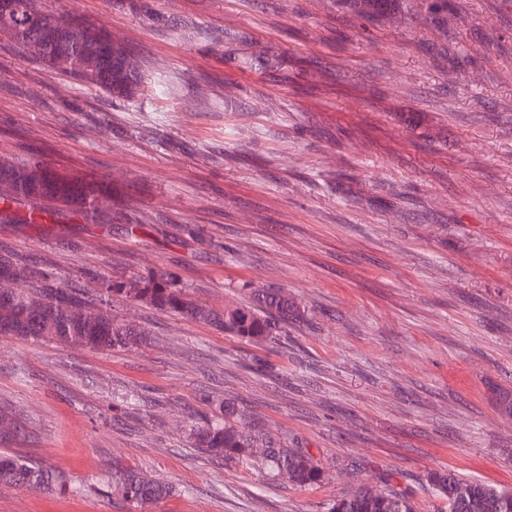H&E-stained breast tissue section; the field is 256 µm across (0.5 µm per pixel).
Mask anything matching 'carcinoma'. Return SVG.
Segmentation results:
<instances>
[{"mask_svg":"<svg viewBox=\"0 0 512 512\" xmlns=\"http://www.w3.org/2000/svg\"><path fill=\"white\" fill-rule=\"evenodd\" d=\"M355 12L370 16L393 10L396 0H348ZM0 15L26 52L56 67L64 57L70 71L103 91L132 97L139 88L138 56L100 29L83 24L68 26V19L45 13L39 0H10ZM0 183L12 186V195L0 196V224H45L54 217L51 205L60 203L79 210L87 220L96 218L107 190L67 180L53 172L39 156L25 161L0 158ZM30 277L25 287L0 290V336L19 339H57L94 350L131 351L151 341L146 329L126 324L114 316L109 301L119 297L142 307L178 315L214 326L252 343H266L288 331V324L304 319L300 305L279 290L254 288L252 303L214 312L197 304L185 287L165 270L112 279L92 274L96 288L89 290L57 282L32 256L10 247L0 248V278L17 267ZM19 420L0 409V444L21 435ZM195 447L226 461L243 462L252 449L264 448L269 472L286 470L300 486L317 484L323 471L309 453L285 448L244 411L224 410L194 430ZM427 482L441 502L438 512H512V490L477 480L455 477L444 471L427 475ZM65 485L63 476L32 463L22 455L0 457V486L51 491ZM171 492L163 483L144 478L137 470L116 461L112 465V495L128 505L159 501ZM328 512H417L413 495L406 490L359 487L347 497L330 503Z\"/></svg>","mask_w":512,"mask_h":512,"instance_id":"1","label":"carcinoma"}]
</instances>
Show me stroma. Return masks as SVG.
Masks as SVG:
<instances>
[{
	"label": "stroma",
	"mask_w": 512,
	"mask_h": 512,
	"mask_svg": "<svg viewBox=\"0 0 512 512\" xmlns=\"http://www.w3.org/2000/svg\"><path fill=\"white\" fill-rule=\"evenodd\" d=\"M40 2L105 28L143 84L90 88L0 33V156L113 195L110 229L66 212L0 224V242L69 283L159 267L217 311L280 289L307 320L254 344L116 299L149 345L0 336L13 450L67 482L0 488V512H326L362 485L438 512L433 470L512 489V417L494 399L512 391V0L440 15L402 0L368 21L345 0ZM135 221L162 231L130 238ZM223 403L307 449L323 481L195 448ZM116 458L172 494L112 502Z\"/></svg>",
	"instance_id": "stroma-1"
}]
</instances>
